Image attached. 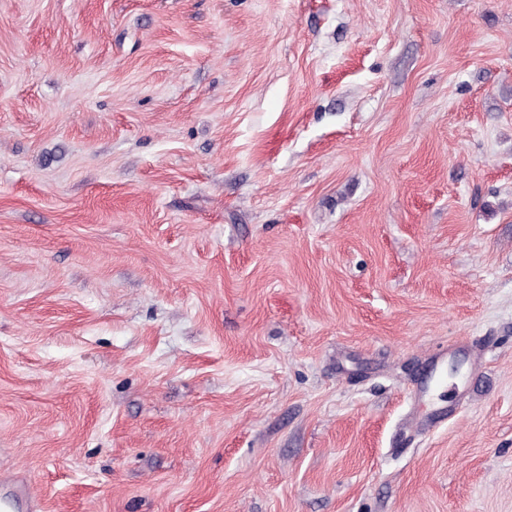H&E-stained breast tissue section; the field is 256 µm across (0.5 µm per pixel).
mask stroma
<instances>
[{"label":"stroma","instance_id":"35a3bbf8","mask_svg":"<svg viewBox=\"0 0 512 512\" xmlns=\"http://www.w3.org/2000/svg\"><path fill=\"white\" fill-rule=\"evenodd\" d=\"M512 512V0H0V491Z\"/></svg>","mask_w":512,"mask_h":512}]
</instances>
